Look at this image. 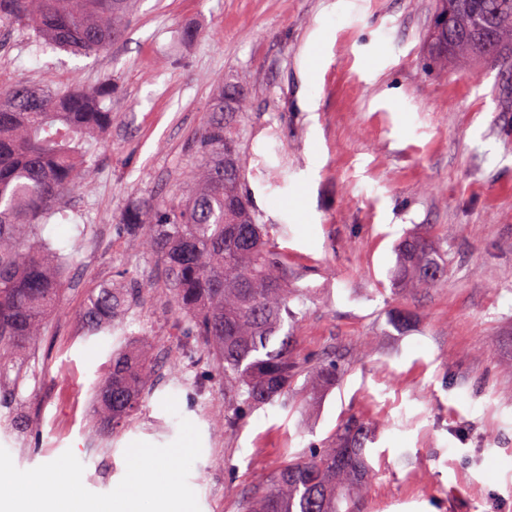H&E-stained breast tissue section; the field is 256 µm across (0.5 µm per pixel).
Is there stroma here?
Segmentation results:
<instances>
[{
  "instance_id": "obj_1",
  "label": "stroma",
  "mask_w": 512,
  "mask_h": 512,
  "mask_svg": "<svg viewBox=\"0 0 512 512\" xmlns=\"http://www.w3.org/2000/svg\"><path fill=\"white\" fill-rule=\"evenodd\" d=\"M437 0H139L110 51L74 56L25 29L0 27V84L64 90L112 81V129L95 142L90 178L43 238L61 254L64 295L26 357L5 358L0 447L29 470L73 451L82 482L112 491L129 444L200 431L189 475L200 512L240 504L289 459L366 422L377 479L360 512H512V79L485 62L432 68ZM193 40H183L185 30ZM243 82L234 127L240 182L299 293L294 352L303 367L285 402L224 427L211 352L183 335L165 274L119 215L189 189L190 148L218 85ZM294 196L299 206L274 208ZM422 235L448 260L434 288H395V244ZM145 287L122 329L87 334L95 288L123 272ZM395 307L415 320L388 322ZM151 334L155 377L130 425L98 429L93 385L114 349ZM345 353L336 386L311 370ZM177 401V414L162 407ZM23 419L16 430L12 420Z\"/></svg>"
}]
</instances>
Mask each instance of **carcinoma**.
I'll return each mask as SVG.
<instances>
[{
	"instance_id": "cac0c4a2",
	"label": "carcinoma",
	"mask_w": 512,
	"mask_h": 512,
	"mask_svg": "<svg viewBox=\"0 0 512 512\" xmlns=\"http://www.w3.org/2000/svg\"><path fill=\"white\" fill-rule=\"evenodd\" d=\"M134 0H0V26L23 27L75 55L108 50L133 17ZM432 59L454 56L512 67V0H439ZM105 81L93 89L56 91L44 83L16 84L0 94V356L22 357L57 305L60 268L40 229L62 214L63 198L89 177L90 139L112 128L104 102L117 92ZM246 109L237 81L221 86L207 109L193 149L200 175L184 197L133 203L120 218L142 231V249L161 261L169 301L184 324L211 349L238 396L224 408L230 429L252 410L288 395L301 373L286 329L293 289L265 225L256 222L239 185V149L224 114ZM392 285L431 288L446 278L447 261L426 240L404 237ZM143 288L131 277L89 297L82 323L89 334L113 330ZM152 367L120 347L97 383L100 427L113 430L137 411ZM320 387L338 380L336 358L313 369ZM371 430L346 420L326 445L288 462L252 496L242 512H357L356 491L375 476Z\"/></svg>"
}]
</instances>
